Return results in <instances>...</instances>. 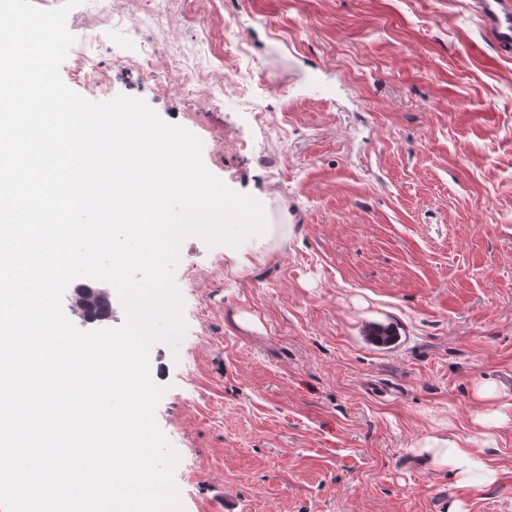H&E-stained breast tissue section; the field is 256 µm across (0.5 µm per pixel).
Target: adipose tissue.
Masks as SVG:
<instances>
[{
    "label": "adipose tissue",
    "mask_w": 512,
    "mask_h": 512,
    "mask_svg": "<svg viewBox=\"0 0 512 512\" xmlns=\"http://www.w3.org/2000/svg\"><path fill=\"white\" fill-rule=\"evenodd\" d=\"M420 453L428 467L447 470L462 492L461 498L449 502L448 512H464L463 495L473 491L476 483L488 486L498 477V471L490 460L465 443L433 436L426 439Z\"/></svg>",
    "instance_id": "adipose-tissue-1"
}]
</instances>
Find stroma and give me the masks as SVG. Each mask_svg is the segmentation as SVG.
<instances>
[{"label": "stroma", "mask_w": 512, "mask_h": 512, "mask_svg": "<svg viewBox=\"0 0 512 512\" xmlns=\"http://www.w3.org/2000/svg\"><path fill=\"white\" fill-rule=\"evenodd\" d=\"M177 69L206 85L261 64L256 122L235 94L214 109L167 95L116 57L141 37L85 5L74 49L107 88L145 100L203 144L206 168L263 207L271 238L183 240L174 281L187 331L149 352L155 409L179 456L184 512H447L459 497L415 449L481 444L478 415L502 411L483 454L495 484L466 512H512V54L474 0H168ZM208 19V30L199 22ZM238 36L224 41V24ZM391 327L394 343L368 341Z\"/></svg>", "instance_id": "obj_1"}]
</instances>
